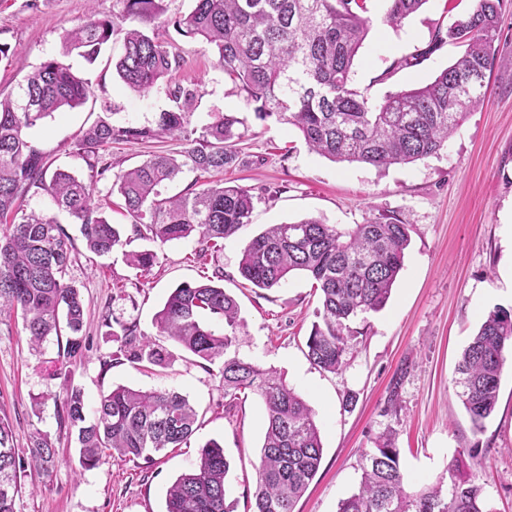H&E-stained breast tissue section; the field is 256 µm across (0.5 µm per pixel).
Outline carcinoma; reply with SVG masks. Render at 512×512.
Returning <instances> with one entry per match:
<instances>
[{
	"instance_id": "1",
	"label": "carcinoma",
	"mask_w": 512,
	"mask_h": 512,
	"mask_svg": "<svg viewBox=\"0 0 512 512\" xmlns=\"http://www.w3.org/2000/svg\"><path fill=\"white\" fill-rule=\"evenodd\" d=\"M122 16L143 20L159 16V0H120ZM385 21L399 25L428 0H388ZM512 0H471L469 9L447 31L436 30L431 45L450 42L464 53L429 83L387 95L378 104L351 85L354 59L370 27L365 0H194L175 21L185 35L201 38L216 50L224 73L240 81L260 103L258 116L295 126L308 149L335 163L374 167L409 164L440 151L464 114L485 101V79L496 61L495 41L502 14ZM119 32L115 21L94 13L63 38L67 54L75 50L95 59ZM181 66L180 56L138 29H128L115 61L119 78L132 91L145 93ZM88 82L56 59L42 62L20 86L17 97L0 99V316L16 315L32 349L51 335L57 361L68 368L82 363L88 348L80 336L85 308L80 290L66 280L73 242L54 218L21 211L18 201L31 190L49 195L57 209L80 224L86 248L105 255L121 244L120 230L94 203L97 182L112 168L101 151L114 140H143L185 131L196 90L177 86L182 107L157 116L155 127H115L102 119L87 129L75 152L90 170L89 180L65 170L48 173L43 153L28 130L62 108H78L89 97ZM231 115L209 124L181 154L154 155L112 183L124 199L135 234L166 243L198 237L202 251L252 223L253 195L246 188L213 180L192 194L164 197L160 187L188 167L222 173L239 164L235 143L242 138ZM410 225L398 220L370 221L350 229L307 218L271 224L244 247L241 276L253 286H281L293 271H304L319 291L321 322L313 325L306 346L316 367L336 372L344 364L350 322L382 310L404 265ZM127 263L146 274L155 264L150 250L126 254ZM207 314L222 326L206 323ZM160 335L210 365L220 362L224 405L240 394H258L266 409L253 512H295V505L318 472L323 456L312 408L276 371L246 361L232 350L239 305L213 281L183 283L158 312ZM118 345L102 360L105 368L171 364L162 345L123 328ZM512 351V309L490 311L464 349L458 364L459 397L474 426L493 413L506 362ZM59 423L75 432L78 464L97 467L115 455L154 460L167 448L188 445L196 431L197 411L176 391H143L117 386L101 395L93 419H87L84 394L69 373L53 395ZM14 432L0 418V512H18L23 462ZM34 467L48 475L56 448L39 430L30 435ZM463 460L448 466L450 483L439 481L407 488L395 436L386 433L363 455L357 492L340 501L338 512H492L483 488L458 476ZM230 461L215 439L200 447L197 461L167 489L164 512H236L226 496Z\"/></svg>"
}]
</instances>
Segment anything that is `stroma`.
I'll use <instances>...</instances> for the list:
<instances>
[{
  "label": "stroma",
  "mask_w": 512,
  "mask_h": 512,
  "mask_svg": "<svg viewBox=\"0 0 512 512\" xmlns=\"http://www.w3.org/2000/svg\"><path fill=\"white\" fill-rule=\"evenodd\" d=\"M161 5L156 19L135 23L122 19L120 0H0V44L9 48L0 55L1 96L16 93L25 77L50 58L63 59L92 84L84 105L60 110L29 132L52 168L87 177L75 153L85 129L102 118L116 126H153L157 113L176 109L175 87L192 84L197 95L188 115L191 137H199L218 116L241 120L243 138L236 144L241 162L226 169L224 179L249 189L255 202L251 224L201 259L197 238L162 244L135 235L112 182L152 155L182 154L186 140L168 136L107 147L112 170L98 182L95 201L120 228L123 241L108 255L90 253L77 225L46 193L25 197L26 211L56 218L74 238L67 277L82 293V334L89 346L74 383L84 392L87 412L96 410L103 393L124 385L178 391L200 418L189 447L157 455L152 463L115 456L80 471L77 443L60 429L53 403L34 408L36 398L58 392L62 383L55 339L34 350L20 321H0V417L12 426L21 458H28L29 436L36 429L50 434L58 450L51 476L28 470L20 512H164L168 487L211 439L223 445L231 462L228 499L236 502L237 512H252L266 421L257 395L245 394L225 408L218 365L202 368L171 340L166 347L173 360L165 369L127 364L106 369L101 363L116 348L106 320L158 339L156 315L170 292L180 283L217 274L240 308L237 355L283 374L316 413L323 458L296 512H336L339 501L359 484L363 455L390 430L410 488L437 482L460 455L492 512H512V356L501 374L495 411L482 429L474 428L455 385L462 351L485 314L497 306L512 308V9L500 24L498 61L486 77L485 104L465 114L438 154L376 168L332 162L310 152L293 126L259 118L256 102L225 75L216 54L176 28V19L191 10L193 0H161ZM366 5L371 29L351 77L371 102L429 82L460 55V47L452 44L432 53L427 47L435 30L448 28L469 0H427L397 26L384 20L387 0H366ZM90 12L157 37L182 57V67L139 94L115 72L120 42L92 63L64 55V32ZM419 52L425 55L419 65L395 69L396 61ZM311 217L345 228L391 217L412 227L388 304L352 321L355 335L343 368L335 373L315 367L306 355L319 306L311 279L296 274L266 290L238 271L243 248L267 225ZM143 250L156 255L146 275L125 261L126 253ZM349 396L354 399L350 405L345 402Z\"/></svg>",
  "instance_id": "1"
}]
</instances>
